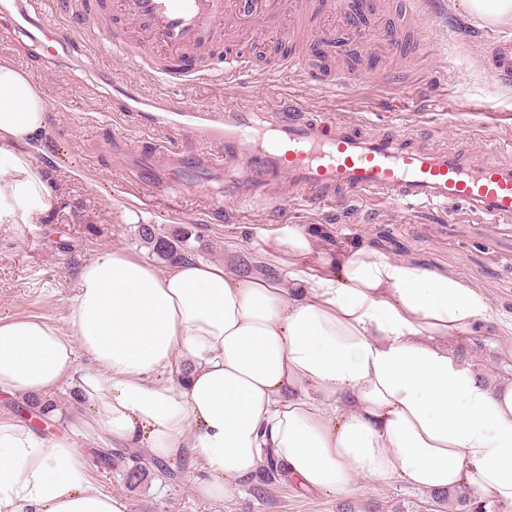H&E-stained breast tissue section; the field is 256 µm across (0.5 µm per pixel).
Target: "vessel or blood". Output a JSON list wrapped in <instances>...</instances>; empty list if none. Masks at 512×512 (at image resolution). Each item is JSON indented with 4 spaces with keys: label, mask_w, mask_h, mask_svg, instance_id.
<instances>
[{
    "label": "vessel or blood",
    "mask_w": 512,
    "mask_h": 512,
    "mask_svg": "<svg viewBox=\"0 0 512 512\" xmlns=\"http://www.w3.org/2000/svg\"><path fill=\"white\" fill-rule=\"evenodd\" d=\"M416 0H403L401 27L417 23ZM373 9L372 0H336L334 11L322 13L316 0H48L39 16L19 10V18L43 38L55 42L48 60L67 48L77 34L108 32L113 48H123L127 32L110 27L112 16L137 26L144 46L135 61L139 69L174 85L193 87L214 75L225 81L252 72L250 60L226 55L215 65L212 49L226 30L244 33L249 41L308 42L341 53L363 38L359 18ZM65 13L76 28L61 25ZM398 28H384L373 38L386 52L420 51V43L405 44ZM481 62L499 85L512 87V34L488 33ZM165 115L137 113L138 125L156 132L140 149L143 184L158 187L157 175L189 189L218 168L244 159L248 182L226 187L240 201L269 199L277 177L287 178L295 195L314 203L340 201L345 194H381L409 204L460 207L498 222L512 219V162L475 153L460 144L434 149L392 135L369 134L332 115L309 112L297 100L274 102L265 118L266 137L254 139L253 113L213 108L195 111L191 101L167 97ZM186 132L200 143L197 152L172 150L170 136Z\"/></svg>",
    "instance_id": "b4317fda"
}]
</instances>
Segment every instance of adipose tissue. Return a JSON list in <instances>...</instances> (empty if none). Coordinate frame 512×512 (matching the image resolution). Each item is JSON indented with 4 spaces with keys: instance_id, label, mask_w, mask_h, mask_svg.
<instances>
[{
    "instance_id": "1",
    "label": "adipose tissue",
    "mask_w": 512,
    "mask_h": 512,
    "mask_svg": "<svg viewBox=\"0 0 512 512\" xmlns=\"http://www.w3.org/2000/svg\"><path fill=\"white\" fill-rule=\"evenodd\" d=\"M47 127L38 85L0 62L1 224L59 202L19 149ZM255 234L287 275L195 258L163 272L121 250L84 263L65 325L0 317V394L71 388L105 446L197 465L213 501L251 482L269 453L326 495L400 480L512 512V377H489L449 347L495 322L485 296L366 244L317 257L296 224ZM0 512L129 504L92 485L70 435L0 418Z\"/></svg>"
}]
</instances>
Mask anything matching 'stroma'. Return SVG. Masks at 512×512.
Returning a JSON list of instances; mask_svg holds the SVG:
<instances>
[{"instance_id":"35a3bbf8","label":"stroma","mask_w":512,"mask_h":512,"mask_svg":"<svg viewBox=\"0 0 512 512\" xmlns=\"http://www.w3.org/2000/svg\"><path fill=\"white\" fill-rule=\"evenodd\" d=\"M484 29L463 0H422L415 35L426 42V54L404 62L395 55L382 58L356 90L333 86L339 66L333 56L309 77L275 71L279 56L269 45L255 75L232 84L216 77L184 95L201 108L252 111L291 95L309 110L378 133L406 134L433 147L465 143L512 161V88L498 87L481 65ZM42 53L27 31L13 30L0 13V62L29 75L48 104L47 134L29 152L59 195L58 205L36 223L0 224V316L64 324L83 263L111 249L151 259L138 234L142 224L167 233L191 228L197 258L215 265L232 255L263 258L253 226L300 224L319 231L321 250L368 242L391 257L453 275L482 291L495 312L512 316V222L491 224L459 208L411 206L383 195L311 205L282 186L280 206L249 205L224 194L225 181L242 177L239 166L191 191H147L112 151L113 142L133 148L147 137L121 97L88 66L84 50L62 53L53 63L43 62ZM77 446L92 484L124 497L130 512H441L429 493L399 482L362 480L347 493L324 495L270 475L264 464L250 486L215 503L199 495L186 462L146 453L141 460L150 478L132 490L119 466L100 462L95 439L79 438Z\"/></svg>"}]
</instances>
